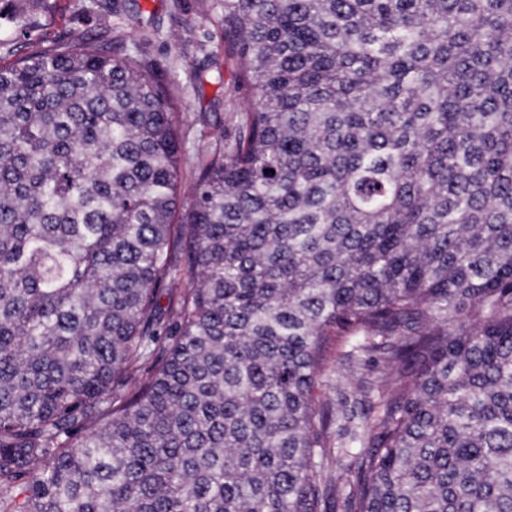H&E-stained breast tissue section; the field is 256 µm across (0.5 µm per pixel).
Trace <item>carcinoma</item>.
Masks as SVG:
<instances>
[{
	"instance_id": "1",
	"label": "carcinoma",
	"mask_w": 512,
	"mask_h": 512,
	"mask_svg": "<svg viewBox=\"0 0 512 512\" xmlns=\"http://www.w3.org/2000/svg\"><path fill=\"white\" fill-rule=\"evenodd\" d=\"M224 40L250 104L180 224L139 53L0 65V512H326L333 426L347 512H512V0H224ZM343 339L359 418L313 398Z\"/></svg>"
}]
</instances>
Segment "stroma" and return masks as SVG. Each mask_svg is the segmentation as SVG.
<instances>
[{
    "mask_svg": "<svg viewBox=\"0 0 512 512\" xmlns=\"http://www.w3.org/2000/svg\"><path fill=\"white\" fill-rule=\"evenodd\" d=\"M48 6L38 33H25L5 19L15 0H0V59L38 37L56 35L139 50L175 100L184 134L181 185L190 188L199 153L223 136L229 112L249 103L245 94L229 92L236 62L224 44L223 0H208L204 9L199 0H49ZM346 351L343 344L329 348L317 402L360 413L377 399L385 377L374 355L352 365Z\"/></svg>",
    "mask_w": 512,
    "mask_h": 512,
    "instance_id": "1",
    "label": "stroma"
}]
</instances>
